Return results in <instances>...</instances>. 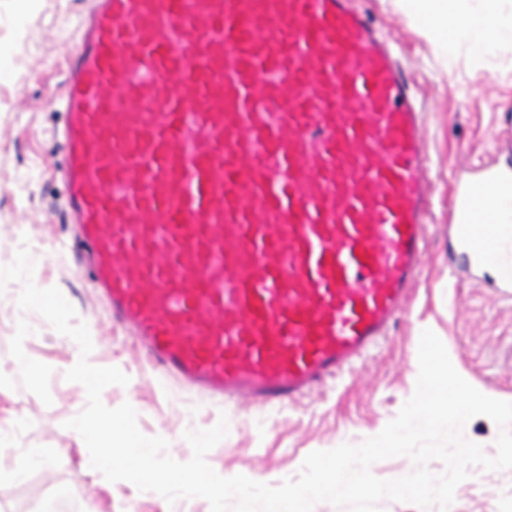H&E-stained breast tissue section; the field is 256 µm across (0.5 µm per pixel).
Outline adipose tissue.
<instances>
[{"label": "adipose tissue", "mask_w": 512, "mask_h": 512, "mask_svg": "<svg viewBox=\"0 0 512 512\" xmlns=\"http://www.w3.org/2000/svg\"><path fill=\"white\" fill-rule=\"evenodd\" d=\"M423 23L430 40L446 56L466 50L473 64L490 68L500 48L512 45V9L507 0H400Z\"/></svg>", "instance_id": "adipose-tissue-1"}]
</instances>
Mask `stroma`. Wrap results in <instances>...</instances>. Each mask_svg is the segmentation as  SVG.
<instances>
[{
	"instance_id": "1",
	"label": "stroma",
	"mask_w": 512,
	"mask_h": 512,
	"mask_svg": "<svg viewBox=\"0 0 512 512\" xmlns=\"http://www.w3.org/2000/svg\"><path fill=\"white\" fill-rule=\"evenodd\" d=\"M92 0H39L18 15L16 0H0V266L27 247L36 279L58 287L85 323L92 365L116 367L127 386L102 393L106 407L130 403L147 436H160L169 455L188 461V430L227 418L229 433L206 460L220 474H242L276 486L297 478L306 456L378 435L413 395L421 330H433L457 372L481 393L512 402V298L499 295L488 272L448 268L449 190L480 166L512 168V49L493 70L475 67L465 52L443 58L397 0H357L389 33L413 74L427 114L432 213L426 264L408 311L384 343L318 392L283 406H227L173 380L160 384L132 339L113 327L88 272L75 266L73 225L62 223L64 188L57 173L64 150L54 136L65 116L49 105L75 45L79 16ZM21 285L0 293V512H29L47 492L76 512H210L202 498L168 502L127 481L111 483L90 466L82 437L65 426L87 405L85 388L66 381L74 345L37 312L17 304ZM40 367L19 372L18 347ZM38 460L18 470L20 458ZM455 491L454 512H512V468L473 466Z\"/></svg>"
}]
</instances>
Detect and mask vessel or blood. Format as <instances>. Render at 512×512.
<instances>
[{
	"mask_svg": "<svg viewBox=\"0 0 512 512\" xmlns=\"http://www.w3.org/2000/svg\"><path fill=\"white\" fill-rule=\"evenodd\" d=\"M58 135L75 258L160 378L319 391L389 334L426 256L424 112L353 0H94ZM512 168L457 183L453 249L498 265Z\"/></svg>",
	"mask_w": 512,
	"mask_h": 512,
	"instance_id": "b4317fda",
	"label": "vessel or blood"
}]
</instances>
